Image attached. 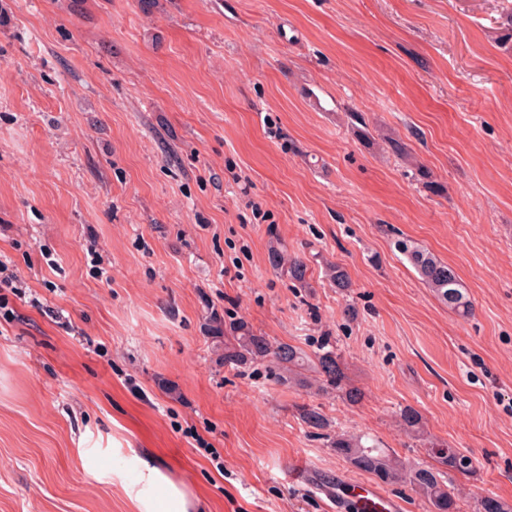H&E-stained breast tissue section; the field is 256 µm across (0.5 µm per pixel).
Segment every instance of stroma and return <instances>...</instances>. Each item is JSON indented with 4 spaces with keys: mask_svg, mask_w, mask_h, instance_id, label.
<instances>
[{
    "mask_svg": "<svg viewBox=\"0 0 512 512\" xmlns=\"http://www.w3.org/2000/svg\"><path fill=\"white\" fill-rule=\"evenodd\" d=\"M0 260V512H138L145 460L188 512H337L374 477L305 405L512 504V0H0ZM240 323L361 400L225 363ZM396 244L421 280L432 288V291L442 303L448 305L449 308L455 310L461 316L470 313L469 301L461 291L460 282L452 268L429 252L408 244L406 241L398 240ZM270 264L288 275L291 280L300 283L301 285L306 282V267L300 260L296 258H289L285 253L278 248H274L269 253Z\"/></svg>",
    "mask_w": 512,
    "mask_h": 512,
    "instance_id": "1",
    "label": "stroma"
}]
</instances>
